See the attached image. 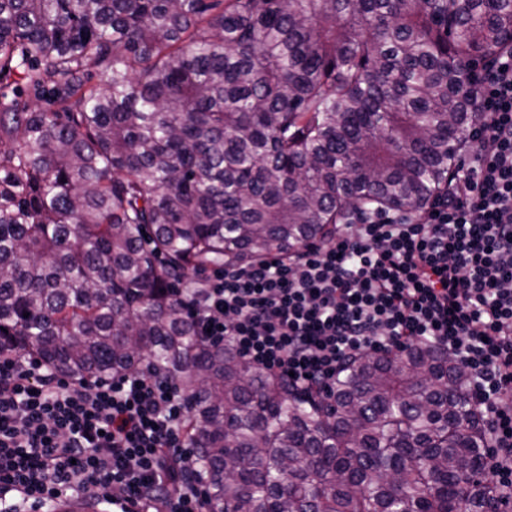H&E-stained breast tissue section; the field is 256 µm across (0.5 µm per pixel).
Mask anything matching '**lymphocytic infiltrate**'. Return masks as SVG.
<instances>
[{"label": "lymphocytic infiltrate", "instance_id": "obj_1", "mask_svg": "<svg viewBox=\"0 0 512 512\" xmlns=\"http://www.w3.org/2000/svg\"><path fill=\"white\" fill-rule=\"evenodd\" d=\"M472 100L474 154L451 168L448 194L413 215L360 212L329 242L215 268L174 295L203 344L323 394L350 356L448 352L468 375L497 483L512 489V53L479 72ZM190 424L172 376L78 383L32 354L0 352V500L210 512L201 471L184 469Z\"/></svg>", "mask_w": 512, "mask_h": 512}]
</instances>
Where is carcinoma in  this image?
Here are the masks:
<instances>
[{"mask_svg":"<svg viewBox=\"0 0 512 512\" xmlns=\"http://www.w3.org/2000/svg\"><path fill=\"white\" fill-rule=\"evenodd\" d=\"M505 52L512 0H0V349L183 378L218 512L512 506L453 356L362 353L325 398L170 296L448 192L465 86Z\"/></svg>","mask_w":512,"mask_h":512,"instance_id":"1","label":"carcinoma"}]
</instances>
